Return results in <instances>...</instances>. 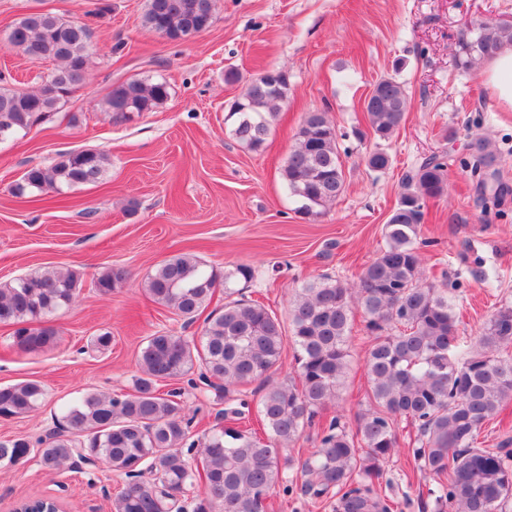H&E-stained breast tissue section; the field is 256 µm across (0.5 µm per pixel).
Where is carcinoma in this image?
Returning <instances> with one entry per match:
<instances>
[{
    "instance_id": "1",
    "label": "carcinoma",
    "mask_w": 512,
    "mask_h": 512,
    "mask_svg": "<svg viewBox=\"0 0 512 512\" xmlns=\"http://www.w3.org/2000/svg\"><path fill=\"white\" fill-rule=\"evenodd\" d=\"M217 0H146L141 25L168 41L212 25ZM0 42L55 68L34 90L0 83V141L28 132L60 111L87 80L94 55L89 26L64 13L33 10L15 19ZM506 44L512 23L480 21L465 27L453 53L457 69L475 72ZM288 74L268 70L250 81L230 105L232 134L251 151L261 150L281 104L288 100ZM169 97L163 79L134 78L111 87L101 108L116 119L152 112ZM408 108L404 85L387 76L373 86L364 117L373 134L390 139ZM465 167L489 171L495 155L483 138L467 144ZM383 171L390 156L377 147L365 156ZM107 157L70 151L49 166H33L15 183L17 197L97 183ZM288 193L304 215H316L345 190V172L335 126L326 113L305 114L296 143L280 171ZM447 163L432 155L410 171L384 226V245L353 283L328 275L305 283L289 309L290 330L258 300L234 299L240 281L254 271L236 265L224 272L190 254L174 255L147 274L150 298L190 324L224 287V306L209 313L200 342L171 332L146 338L138 354L134 393L90 391L66 407L62 428L35 449L22 437L0 441V467L12 468L37 452L54 473L74 456L94 459L138 481L112 503V512H171L196 487L192 512H269L277 488H300L311 499L336 498V512H391L378 492L383 464L398 448L400 423L415 426L414 466L436 480L428 490L432 512H504L512 501V450L479 448L477 436L512 400V305L497 308L476 347L458 334L448 289L424 276L419 226L427 203L445 195ZM127 274L108 269L94 286L102 295L124 286ZM80 274L45 269L0 284V323L15 325L12 348L43 352L58 331L42 320L69 306ZM363 312L370 333L365 375L368 407L353 422L336 414L335 402L349 369L353 310ZM293 346L294 375L272 378L287 346ZM199 370L216 387L256 380L264 383L258 415L264 431L242 424L247 401L224 411V425L190 439L186 409L177 390L162 383ZM36 381L0 386V419L24 416L45 399ZM318 426V443L302 461L283 455L308 428Z\"/></svg>"
}]
</instances>
